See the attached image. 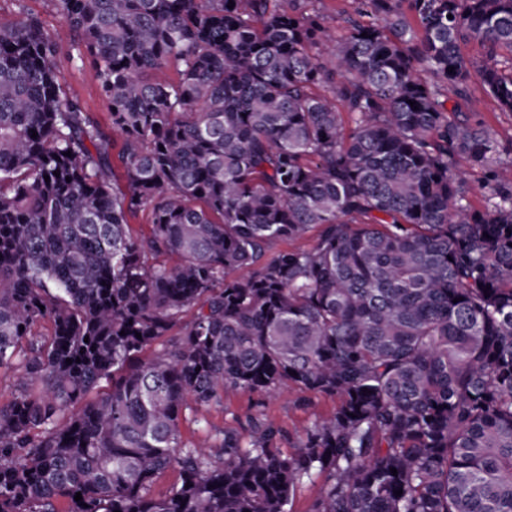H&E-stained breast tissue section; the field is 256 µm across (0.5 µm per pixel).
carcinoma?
Returning a JSON list of instances; mask_svg holds the SVG:
<instances>
[{"label":"carcinoma","instance_id":"obj_1","mask_svg":"<svg viewBox=\"0 0 512 512\" xmlns=\"http://www.w3.org/2000/svg\"><path fill=\"white\" fill-rule=\"evenodd\" d=\"M271 2L55 0L122 188L58 43L0 24V512H292L317 477L309 512H512V172L425 77L512 112V0H355L342 39ZM287 383L336 399L294 454L269 420L183 440L191 406ZM457 178L465 187L472 203L479 207L483 204L485 189L483 188L484 175L479 168H474L462 162L455 171ZM322 485V478H318L314 482L306 481L301 484L296 490L292 512H308L311 504L319 495Z\"/></svg>","mask_w":512,"mask_h":512}]
</instances>
